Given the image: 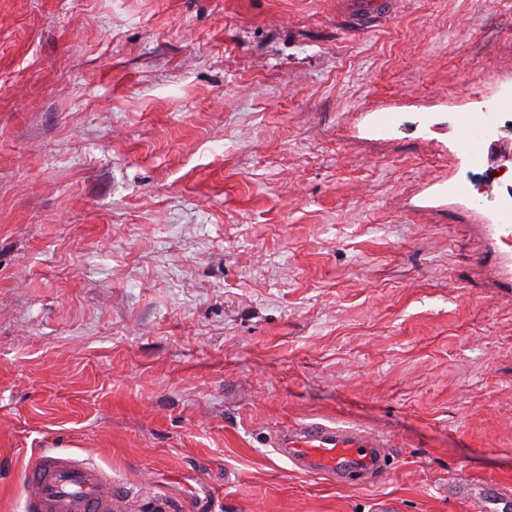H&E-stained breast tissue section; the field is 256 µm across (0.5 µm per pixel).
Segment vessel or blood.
<instances>
[{
    "instance_id": "vessel-or-blood-1",
    "label": "vessel or blood",
    "mask_w": 512,
    "mask_h": 512,
    "mask_svg": "<svg viewBox=\"0 0 512 512\" xmlns=\"http://www.w3.org/2000/svg\"><path fill=\"white\" fill-rule=\"evenodd\" d=\"M293 472L343 487L365 486L386 473L390 440L373 431L317 421L289 424L271 439ZM25 512H115L112 480L76 458L44 452L24 472ZM449 495L470 512H512V491L491 483L456 478Z\"/></svg>"
}]
</instances>
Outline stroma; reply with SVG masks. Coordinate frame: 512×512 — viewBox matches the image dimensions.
<instances>
[{
  "instance_id": "1",
  "label": "stroma",
  "mask_w": 512,
  "mask_h": 512,
  "mask_svg": "<svg viewBox=\"0 0 512 512\" xmlns=\"http://www.w3.org/2000/svg\"><path fill=\"white\" fill-rule=\"evenodd\" d=\"M495 77L512 0H0V512L44 451L125 512L512 489V282L448 193ZM308 418L386 478L290 471ZM273 448L296 473L337 486H365L386 473L391 441L376 432L317 421L289 424L271 438Z\"/></svg>"
}]
</instances>
